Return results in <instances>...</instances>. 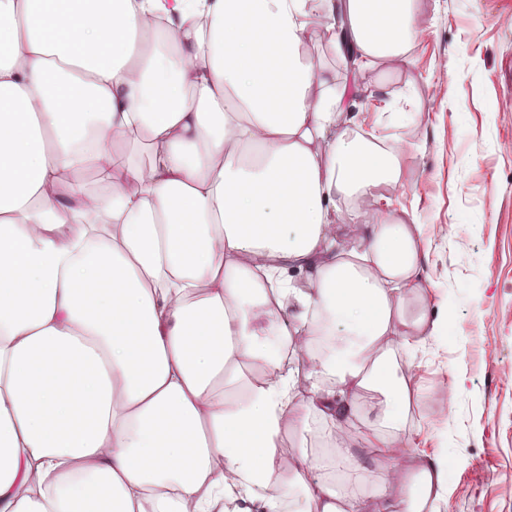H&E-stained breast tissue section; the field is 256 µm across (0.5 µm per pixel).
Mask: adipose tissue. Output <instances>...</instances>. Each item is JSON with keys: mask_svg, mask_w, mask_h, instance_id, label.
Returning a JSON list of instances; mask_svg holds the SVG:
<instances>
[{"mask_svg": "<svg viewBox=\"0 0 512 512\" xmlns=\"http://www.w3.org/2000/svg\"><path fill=\"white\" fill-rule=\"evenodd\" d=\"M413 0H0V512H423L394 344L437 332L346 68ZM386 212L361 223L356 204ZM359 249L336 250L340 236ZM320 425L350 488L289 459Z\"/></svg>", "mask_w": 512, "mask_h": 512, "instance_id": "1", "label": "adipose tissue"}]
</instances>
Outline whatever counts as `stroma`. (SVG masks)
<instances>
[{
    "label": "stroma",
    "mask_w": 512,
    "mask_h": 512,
    "mask_svg": "<svg viewBox=\"0 0 512 512\" xmlns=\"http://www.w3.org/2000/svg\"><path fill=\"white\" fill-rule=\"evenodd\" d=\"M412 61L353 73L365 131L417 142L389 188L422 224L435 335L401 355L408 446L448 462L438 512H512V0H415ZM390 112L418 120L390 124Z\"/></svg>",
    "instance_id": "stroma-1"
}]
</instances>
